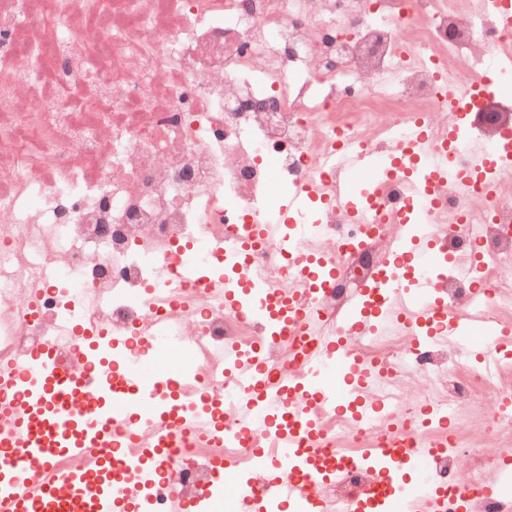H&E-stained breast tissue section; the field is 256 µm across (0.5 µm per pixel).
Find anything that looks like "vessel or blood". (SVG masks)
<instances>
[{
  "label": "vessel or blood",
  "instance_id": "vessel-or-blood-1",
  "mask_svg": "<svg viewBox=\"0 0 512 512\" xmlns=\"http://www.w3.org/2000/svg\"><path fill=\"white\" fill-rule=\"evenodd\" d=\"M462 150L467 166L435 159L427 133L419 129L401 160L368 153L334 155L343 171L336 201L357 224L376 178L406 174L408 193L422 199L430 183L453 188L498 162L483 142H464ZM317 201L309 186L285 194L279 225H240L224 245L225 260L271 234L278 235L281 248H288L295 218ZM439 257L428 233L409 232L380 288L408 295L411 290L399 277L402 263H434ZM296 265L316 296H323L336 279L332 258L300 251ZM374 290L370 285L360 288L337 317L336 334L328 336L318 306L303 304L299 294L278 302L271 289L227 279L225 309L257 320L263 332L261 342L224 349V373L241 391L238 424L232 429L225 428L222 406L210 394L184 397L174 352L161 346L156 332L126 336L102 326L84 333L77 321L59 324L60 342L77 334L83 339L69 363L54 365V349L45 346L0 371V512H125L130 500L122 484L127 479L139 490L133 500L136 512H154L159 491L172 500L181 496L173 459L163 451L175 431L218 438L226 447L225 454L207 461L215 478L191 499L194 512H213L217 503L229 499L246 504L247 512H311L326 506L340 469L337 453L329 449L324 417L348 412L367 423L385 409L366 394L378 368L358 357L351 337L374 334L399 320L415 338L447 337L466 330L470 321L440 308L430 280L420 281L416 300L402 308L375 310ZM274 342L292 348L296 371L284 373L268 362L265 347ZM134 348L140 356L133 363L129 353ZM88 391L97 395L96 404L86 411L76 408L75 399ZM292 397L299 399V406L284 411L283 401ZM422 416L438 432L421 447H403L402 425L393 422L386 440L351 453L352 462L370 474L372 486L350 498L347 512H470V491L451 497L445 486L419 488L401 478L403 469L424 467L448 445L447 415L427 409ZM285 470L300 473L302 482H283ZM257 474L265 480L259 492L251 484Z\"/></svg>",
  "mask_w": 512,
  "mask_h": 512
}]
</instances>
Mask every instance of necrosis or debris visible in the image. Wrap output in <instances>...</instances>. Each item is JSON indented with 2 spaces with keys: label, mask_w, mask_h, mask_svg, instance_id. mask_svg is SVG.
Here are the masks:
<instances>
[{
  "label": "necrosis or debris",
  "mask_w": 512,
  "mask_h": 512,
  "mask_svg": "<svg viewBox=\"0 0 512 512\" xmlns=\"http://www.w3.org/2000/svg\"><path fill=\"white\" fill-rule=\"evenodd\" d=\"M512 82V25L496 0H0V368L51 342L65 318L145 331L168 320L195 342L196 386L219 394L224 425L238 391L217 350L255 341L260 326L228 313L206 284H178L185 260L213 267L231 224H271L276 192L312 185L326 203L294 222L302 247L335 257L323 330L397 251L402 225L425 222L467 277L441 275L452 311L474 329L512 330V156L481 181L435 182L422 210L402 181L367 203L359 236L329 203L343 173L336 150L389 155L415 128L463 162L461 140L512 143V103L471 101L493 127L458 126L448 86ZM276 109L262 108L267 99ZM232 277L287 293L296 276L278 240L240 254ZM381 369L376 392L407 422L415 448L448 415V448L431 476L478 487L512 447V364L475 362L470 339L419 345L405 328L355 338ZM181 493L210 474L179 435Z\"/></svg>",
  "instance_id": "1"
}]
</instances>
